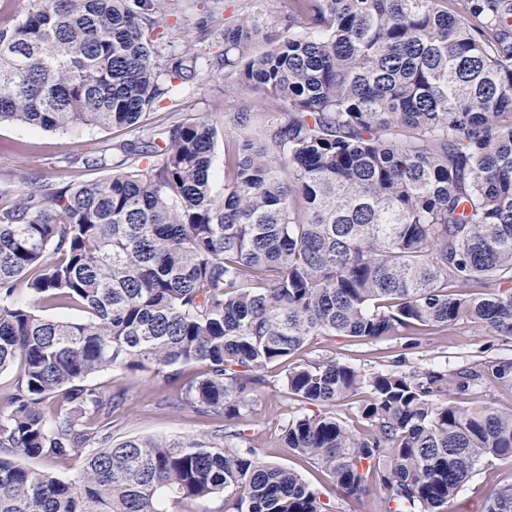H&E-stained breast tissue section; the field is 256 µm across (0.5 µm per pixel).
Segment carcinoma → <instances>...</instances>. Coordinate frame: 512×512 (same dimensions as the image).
<instances>
[{
  "instance_id": "carcinoma-1",
  "label": "carcinoma",
  "mask_w": 512,
  "mask_h": 512,
  "mask_svg": "<svg viewBox=\"0 0 512 512\" xmlns=\"http://www.w3.org/2000/svg\"><path fill=\"white\" fill-rule=\"evenodd\" d=\"M26 2L0 27V123L130 127L193 76L148 37L165 0ZM257 2L224 29L221 66L288 120L227 146L223 197L218 128L192 120L119 146L123 171L29 181L0 206V372L17 371L0 512H169L229 488L231 512H334L244 447L239 424L273 367L300 402L361 396L363 432L327 415L284 428L346 498L378 485L384 512H448L483 464L512 457V409L458 400L477 370L292 362L326 333L376 341L466 320L512 337V0H290L262 40ZM72 305L86 317L36 314ZM191 364L204 372L181 379ZM113 368L180 383L178 403L219 426L113 443L120 400L88 384ZM58 392L66 404L50 403ZM70 457L74 481L24 464ZM483 512H512V484Z\"/></svg>"
}]
</instances>
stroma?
Masks as SVG:
<instances>
[{"label": "stroma", "mask_w": 512, "mask_h": 512, "mask_svg": "<svg viewBox=\"0 0 512 512\" xmlns=\"http://www.w3.org/2000/svg\"><path fill=\"white\" fill-rule=\"evenodd\" d=\"M243 0H171L160 27L165 55L194 56L191 81L174 82L167 96L128 128L80 127L66 131H43L13 123L0 124V205L13 202L28 178L62 186L73 180L94 182L106 177L103 169L90 168L87 157L122 142L147 141L155 128L175 121L204 119L221 131L215 147L212 187L224 193V149L249 135L260 136L281 117L282 108L246 88L225 90L224 70L218 63L224 52V29L241 17ZM252 106L250 127L237 121L239 102ZM512 355V340L492 336L472 323L425 329L413 336H389L376 342H361L346 336L323 334L313 337L295 360L310 363L335 359L370 374L395 370L406 374L442 367L458 372L472 367L482 374L476 401H490L512 408V384L495 376L499 359ZM92 384L103 394H123L124 402L112 414V436L120 442L131 437L171 439L210 433L216 423L188 408H177L178 388L147 371L108 370L96 375ZM317 405L293 400L281 376H270L260 388L255 414L243 428L246 443L261 460L302 475L304 480L336 506V512H381L383 493L372 488L360 500L339 495L334 481L309 460L294 455L283 445V429L289 419L320 413ZM512 483V457L492 460L477 472L464 491L454 498L449 512H481L488 496L499 486Z\"/></svg>", "instance_id": "1"}]
</instances>
